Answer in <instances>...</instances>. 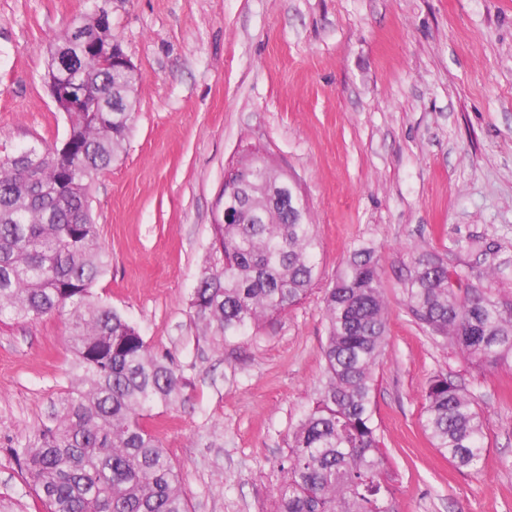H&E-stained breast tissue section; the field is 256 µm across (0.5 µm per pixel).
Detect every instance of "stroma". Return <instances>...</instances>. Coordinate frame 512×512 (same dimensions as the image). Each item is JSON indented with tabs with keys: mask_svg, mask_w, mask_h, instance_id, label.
<instances>
[{
	"mask_svg": "<svg viewBox=\"0 0 512 512\" xmlns=\"http://www.w3.org/2000/svg\"><path fill=\"white\" fill-rule=\"evenodd\" d=\"M104 4L138 73L125 155L91 185L112 254L96 296L172 355L156 418L189 512H267L278 461L324 376L323 298L355 248L379 260L389 344L376 418L393 512H512V366L433 343L403 303L412 246L480 237L512 255V0H0V152L62 141L47 49ZM259 148L318 226L305 299L212 350L190 310L224 173ZM69 322L0 316V512H46L13 450L70 382ZM483 415L479 471L421 427L435 374Z\"/></svg>",
	"mask_w": 512,
	"mask_h": 512,
	"instance_id": "35a3bbf8",
	"label": "stroma"
}]
</instances>
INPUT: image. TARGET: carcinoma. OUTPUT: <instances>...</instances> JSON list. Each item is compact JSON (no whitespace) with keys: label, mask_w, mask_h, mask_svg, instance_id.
<instances>
[{"label":"carcinoma","mask_w":512,"mask_h":512,"mask_svg":"<svg viewBox=\"0 0 512 512\" xmlns=\"http://www.w3.org/2000/svg\"><path fill=\"white\" fill-rule=\"evenodd\" d=\"M93 20L75 18L55 45L77 54L74 29L89 33ZM76 78L116 111L69 113L71 164L59 161L55 146L0 156V315L67 313L73 355L70 386L15 457L47 512H188L181 469L148 425L155 409L181 398L182 376L172 356L151 352L139 328L92 291L110 260L88 189L125 150L129 81L92 57L78 61ZM262 178L252 169L238 189L244 223L213 225L190 301L215 349L287 311L318 281V230L308 207L279 209L275 198L289 188ZM462 251L478 259L450 266L412 249L402 279L407 311L462 357L512 365V297L499 288L512 275V258H498L497 247L478 239L448 244V255ZM386 311L379 262L362 246L325 295V381L280 461L274 512H392L374 405ZM423 400L421 425L432 446L457 467L477 470L485 446L472 394L438 374Z\"/></svg>","instance_id":"cac0c4a2"}]
</instances>
